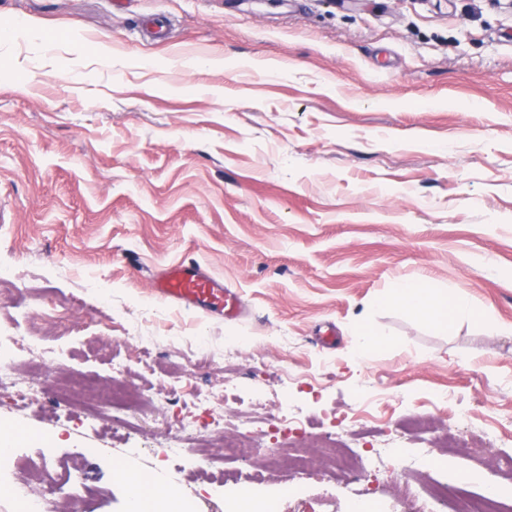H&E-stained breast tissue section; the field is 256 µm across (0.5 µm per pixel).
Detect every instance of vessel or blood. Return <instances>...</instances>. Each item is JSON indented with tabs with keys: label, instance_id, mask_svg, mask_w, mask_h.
<instances>
[{
	"label": "vessel or blood",
	"instance_id": "vessel-or-blood-1",
	"mask_svg": "<svg viewBox=\"0 0 512 512\" xmlns=\"http://www.w3.org/2000/svg\"><path fill=\"white\" fill-rule=\"evenodd\" d=\"M152 288L157 298L205 316L235 319L243 312L239 292L196 261L168 267L153 277Z\"/></svg>",
	"mask_w": 512,
	"mask_h": 512
}]
</instances>
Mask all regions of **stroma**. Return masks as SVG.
<instances>
[{
	"instance_id": "35a3bbf8",
	"label": "stroma",
	"mask_w": 512,
	"mask_h": 512,
	"mask_svg": "<svg viewBox=\"0 0 512 512\" xmlns=\"http://www.w3.org/2000/svg\"><path fill=\"white\" fill-rule=\"evenodd\" d=\"M0 23L16 28L0 46V263L19 273L0 330L55 322L45 345L63 352L26 410L0 392V423L34 479L76 456L100 494L56 512H128L129 470L180 504L261 492L280 512H370L369 492L405 477L387 443L416 415L440 423L438 468L512 502L511 449L440 444L462 410L512 431V334L485 328L512 325L507 0H0ZM189 260L240 292V319L153 296L152 274ZM97 279L103 303L86 292ZM406 280L480 319L438 330L384 305ZM366 328L387 345L360 351ZM71 377L148 405L90 422L55 388ZM223 388L225 420L253 409L267 432L250 458L202 468L179 418H204ZM285 396L309 417L288 436L271 429ZM356 414L387 447L377 468L267 470L285 441L311 455L334 428L365 453ZM173 440L180 454L162 457Z\"/></svg>"
}]
</instances>
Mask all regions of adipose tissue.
Wrapping results in <instances>:
<instances>
[{
    "label": "adipose tissue",
    "instance_id": "1",
    "mask_svg": "<svg viewBox=\"0 0 512 512\" xmlns=\"http://www.w3.org/2000/svg\"><path fill=\"white\" fill-rule=\"evenodd\" d=\"M386 303L422 316L440 330L456 320L478 315L476 308L461 296L425 281L403 282L387 297Z\"/></svg>",
    "mask_w": 512,
    "mask_h": 512
}]
</instances>
